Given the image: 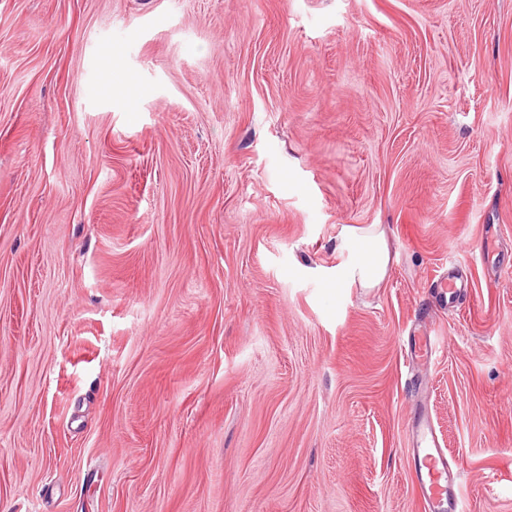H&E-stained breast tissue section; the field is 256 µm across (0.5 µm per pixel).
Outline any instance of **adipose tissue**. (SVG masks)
I'll list each match as a JSON object with an SVG mask.
<instances>
[{"instance_id":"adipose-tissue-1","label":"adipose tissue","mask_w":512,"mask_h":512,"mask_svg":"<svg viewBox=\"0 0 512 512\" xmlns=\"http://www.w3.org/2000/svg\"><path fill=\"white\" fill-rule=\"evenodd\" d=\"M347 239L350 259L336 279L337 287H379L387 275L389 262L383 232L374 225L351 227L347 230Z\"/></svg>"}]
</instances>
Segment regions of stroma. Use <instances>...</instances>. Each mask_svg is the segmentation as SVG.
I'll return each instance as SVG.
<instances>
[{
  "instance_id": "35a3bbf8",
  "label": "stroma",
  "mask_w": 512,
  "mask_h": 512,
  "mask_svg": "<svg viewBox=\"0 0 512 512\" xmlns=\"http://www.w3.org/2000/svg\"><path fill=\"white\" fill-rule=\"evenodd\" d=\"M423 413L512 512V0H0V512H425ZM377 226L348 228L350 259L336 277V287L377 288L384 281L389 254L384 233Z\"/></svg>"
}]
</instances>
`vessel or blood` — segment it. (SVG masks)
<instances>
[{"label": "vessel or blood", "mask_w": 512, "mask_h": 512, "mask_svg": "<svg viewBox=\"0 0 512 512\" xmlns=\"http://www.w3.org/2000/svg\"><path fill=\"white\" fill-rule=\"evenodd\" d=\"M411 453L418 464V489L430 512H460L461 493L450 475L430 421L419 417L412 429Z\"/></svg>", "instance_id": "1"}]
</instances>
